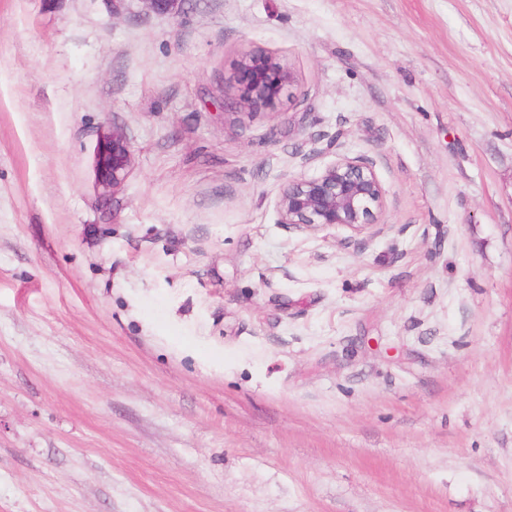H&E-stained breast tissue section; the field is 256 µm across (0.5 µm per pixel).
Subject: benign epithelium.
<instances>
[{"label": "benign epithelium", "instance_id": "7a95c632", "mask_svg": "<svg viewBox=\"0 0 512 512\" xmlns=\"http://www.w3.org/2000/svg\"><path fill=\"white\" fill-rule=\"evenodd\" d=\"M146 13L176 16L186 0H137ZM289 71L272 58L256 55L242 62L231 78L235 98L228 103L237 113L257 109L275 111ZM133 160L130 139L119 126H104L95 145L92 169L99 202L113 199L128 178ZM385 192L372 164L341 157L315 177L287 181L275 201L277 223L287 227L325 229L346 227L360 232L378 223L385 208Z\"/></svg>", "mask_w": 512, "mask_h": 512}]
</instances>
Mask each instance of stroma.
Segmentation results:
<instances>
[{"label":"stroma","instance_id":"35a3bbf8","mask_svg":"<svg viewBox=\"0 0 512 512\" xmlns=\"http://www.w3.org/2000/svg\"><path fill=\"white\" fill-rule=\"evenodd\" d=\"M0 512H512V0H0ZM187 0H137L146 13L176 16L183 12ZM292 82L289 71L272 58L252 56L242 62L231 78L235 98L227 106L237 113H252L257 109L275 111L285 87ZM132 160V146L126 131L114 124L102 127L92 158L94 190L99 202L113 199L130 174ZM385 192L372 164L337 158L315 177L288 180L275 201L278 224L288 228L346 227L360 232L377 224Z\"/></svg>","mask_w":512,"mask_h":512}]
</instances>
